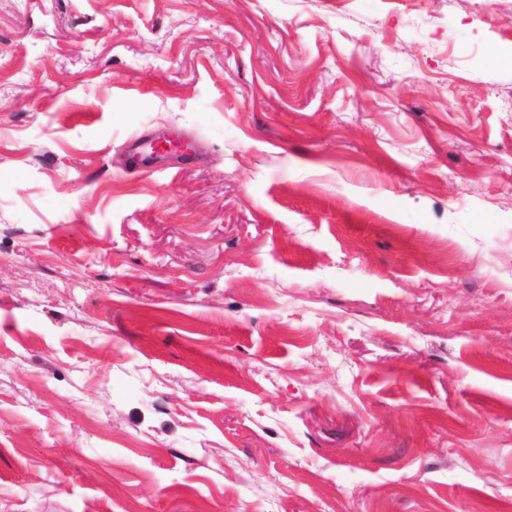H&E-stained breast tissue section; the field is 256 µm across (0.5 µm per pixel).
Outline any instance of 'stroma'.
I'll return each mask as SVG.
<instances>
[{"mask_svg":"<svg viewBox=\"0 0 512 512\" xmlns=\"http://www.w3.org/2000/svg\"><path fill=\"white\" fill-rule=\"evenodd\" d=\"M509 22L0 0V512H512ZM162 144L142 141V138L131 139L127 143L130 152L131 165L136 170L150 171L156 167V161L160 155Z\"/></svg>","mask_w":512,"mask_h":512,"instance_id":"35a3bbf8","label":"stroma"}]
</instances>
